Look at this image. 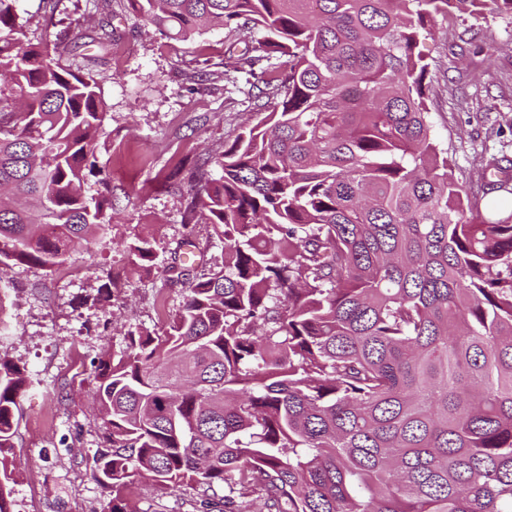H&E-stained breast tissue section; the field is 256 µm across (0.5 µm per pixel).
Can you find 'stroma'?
I'll list each match as a JSON object with an SVG mask.
<instances>
[{
  "label": "stroma",
  "mask_w": 512,
  "mask_h": 512,
  "mask_svg": "<svg viewBox=\"0 0 512 512\" xmlns=\"http://www.w3.org/2000/svg\"><path fill=\"white\" fill-rule=\"evenodd\" d=\"M20 21L35 43L63 33L74 15L90 27L112 26V46L80 47L64 65L98 80L107 104L98 165L112 181L117 216L107 238L73 250L55 273L20 263L0 272V357L27 370L31 384L19 399V419L9 458L16 481L14 512H105L109 496L92 479L101 441L95 419L92 362L119 349L138 326L164 330L183 300L181 285L164 269L192 236L204 269L222 266L224 254L209 225L185 224L187 186L173 173L179 162L201 163L261 118L245 82L231 86L202 71L200 61L223 59L224 32L213 28L174 41L125 12L109 17L102 0H25ZM426 42L429 73L425 102L431 135L447 156L466 204L481 209L491 178L490 156L512 160V18L490 11H457L436 17ZM142 233L153 238L156 266L134 272L122 248ZM118 278L112 302L86 308L107 275ZM126 496L136 512H198L197 489L160 490L134 481Z\"/></svg>",
  "instance_id": "obj_1"
}]
</instances>
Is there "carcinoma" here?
Masks as SVG:
<instances>
[{"instance_id":"cac0c4a2","label":"carcinoma","mask_w":512,"mask_h":512,"mask_svg":"<svg viewBox=\"0 0 512 512\" xmlns=\"http://www.w3.org/2000/svg\"><path fill=\"white\" fill-rule=\"evenodd\" d=\"M21 2L0 0V265L54 273L112 228L107 107L62 64L84 20L28 43ZM104 2L175 41L222 27L224 79L265 113L187 179L184 223L223 266H167L168 327L98 358L108 512L138 477L197 488L202 512H512V168L488 160L486 210L464 204L424 52L431 18L512 0ZM124 250L154 267L151 238ZM28 383L0 358V512Z\"/></svg>"}]
</instances>
